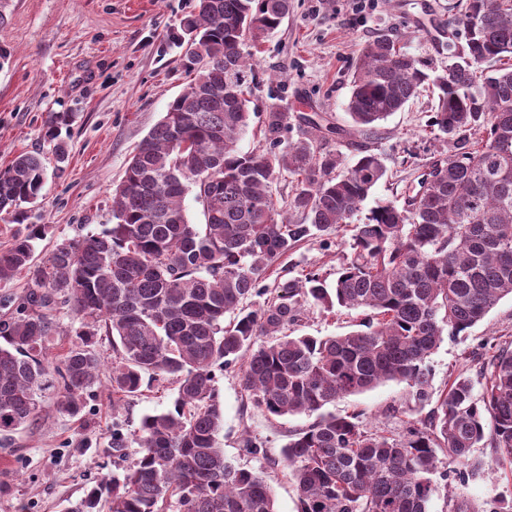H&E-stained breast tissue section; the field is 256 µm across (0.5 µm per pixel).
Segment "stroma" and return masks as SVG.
I'll return each mask as SVG.
<instances>
[{"instance_id":"stroma-1","label":"stroma","mask_w":512,"mask_h":512,"mask_svg":"<svg viewBox=\"0 0 512 512\" xmlns=\"http://www.w3.org/2000/svg\"><path fill=\"white\" fill-rule=\"evenodd\" d=\"M196 0H0V170L22 152L50 154L48 113H65L58 139L69 159L61 177L48 178L26 223L0 220V249L15 233L34 227L42 232L36 253L46 257L57 242L101 232L112 221V190L122 180L136 146L189 84L181 65V19ZM458 0H292L288 18L258 53L254 70L259 85L249 109L269 107L295 113L325 112L350 128L345 110L350 82L363 44L382 34L398 37L406 51L423 62L444 56L430 29L448 17ZM435 110L430 90L411 99L382 123L371 140L382 157L385 177L361 207L403 204L405 188L442 150L430 132ZM343 239L330 248L302 243L282 257L276 272L319 268L335 274L349 255ZM355 311H326L307 306L302 330L314 336L343 334L359 321ZM512 350V298L498 302L486 317L455 338H444L430 357L432 400L439 399L449 377L463 374L482 393L497 349ZM102 366L88 388L81 415L56 409V393H43L37 417L10 440H0V512H64L96 481L122 474L141 455L135 439L145 415L171 409L175 377L144 383L140 395L113 400L109 386L112 343L99 339ZM224 416L219 441L232 463L263 472L277 512H297L295 485L280 460L288 433L308 425L310 416L268 418L247 400L238 367L217 382ZM430 402H420L403 383L387 382L337 401L339 413L361 410L368 431L398 434L404 421L424 419ZM120 427L128 443L112 447V429ZM263 441L259 454L247 453L245 438ZM480 468L458 478L457 465L439 463L429 512H497L512 501V467L498 464L484 444L472 450Z\"/></svg>"}]
</instances>
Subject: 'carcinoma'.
I'll use <instances>...</instances> for the list:
<instances>
[{"label":"carcinoma","instance_id":"cac0c4a2","mask_svg":"<svg viewBox=\"0 0 512 512\" xmlns=\"http://www.w3.org/2000/svg\"><path fill=\"white\" fill-rule=\"evenodd\" d=\"M290 0H196L180 20L191 82L137 145L112 191L113 224L64 240L35 260L36 234L0 251V281L24 271L33 290L18 315L0 321V436L34 417L42 392L59 383L58 410L84 408L97 379L98 337L112 341V395L135 397L145 379L178 380L173 408L145 416L141 457L92 487L66 512H276L260 472L233 465L219 446L216 371L241 363L252 407L272 416L317 414L288 433L282 462L297 488V512H428L436 449L460 466L483 442L512 464V352L492 355L481 398L458 374L405 433L363 428L364 413L326 410L341 397L403 382L430 399L427 359L443 336L466 333L512 296V0H464L445 26L448 64L437 71L399 41L365 43L346 104L367 138L431 82V128L448 151L409 186L354 217L386 175L381 157L322 112L273 108L255 114L251 60L290 12ZM243 95L224 99V87ZM258 117V145L239 141ZM306 127L298 139L295 128ZM294 179L288 210L277 207L282 171ZM46 160L21 153L0 171V219L21 224L39 198ZM204 222H191L187 195ZM348 236L350 257L333 283L318 270L268 289L262 282L299 243ZM265 297L253 309L247 301ZM81 321L80 344L53 368L43 350L58 299ZM362 311L344 335L295 334L308 300Z\"/></svg>","mask_w":512,"mask_h":512}]
</instances>
